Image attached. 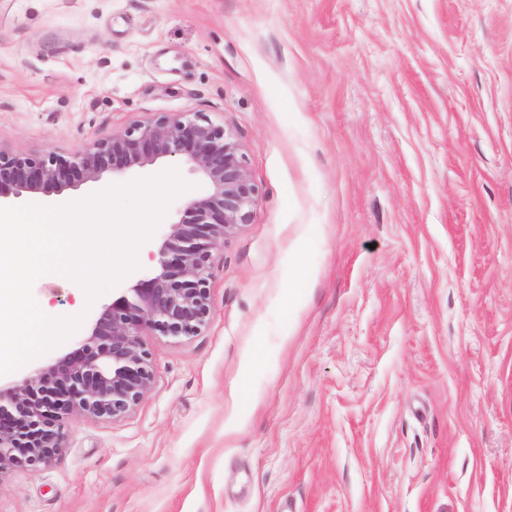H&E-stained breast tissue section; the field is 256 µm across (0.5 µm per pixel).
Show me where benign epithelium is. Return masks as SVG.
<instances>
[{
    "label": "benign epithelium",
    "instance_id": "1",
    "mask_svg": "<svg viewBox=\"0 0 512 512\" xmlns=\"http://www.w3.org/2000/svg\"><path fill=\"white\" fill-rule=\"evenodd\" d=\"M182 160L204 180L170 224L150 270L103 307L75 349L0 387V475L19 457L38 467L64 448V423L82 417L120 419L150 389L154 367L143 336H193L211 313L210 277L216 253L251 223L259 197L234 133L200 112L156 113L75 152L35 155L0 148V198L60 195L71 178L158 161Z\"/></svg>",
    "mask_w": 512,
    "mask_h": 512
}]
</instances>
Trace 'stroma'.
Listing matches in <instances>:
<instances>
[{
    "label": "stroma",
    "mask_w": 512,
    "mask_h": 512,
    "mask_svg": "<svg viewBox=\"0 0 512 512\" xmlns=\"http://www.w3.org/2000/svg\"><path fill=\"white\" fill-rule=\"evenodd\" d=\"M158 112L231 129L260 194L195 335L124 418L0 475V512H512V0H0V147ZM189 190L137 251L205 185ZM311 270L295 275L297 265ZM50 317H94L49 273Z\"/></svg>",
    "instance_id": "35a3bbf8"
}]
</instances>
